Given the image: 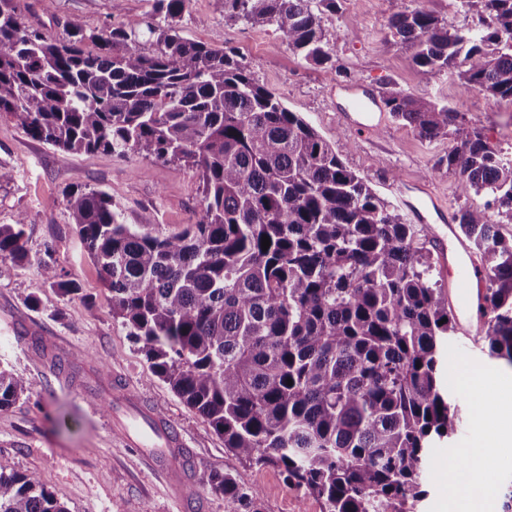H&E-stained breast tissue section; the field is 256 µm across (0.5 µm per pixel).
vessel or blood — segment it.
Segmentation results:
<instances>
[{"label":"vessel or blood","instance_id":"vessel-or-blood-1","mask_svg":"<svg viewBox=\"0 0 512 512\" xmlns=\"http://www.w3.org/2000/svg\"><path fill=\"white\" fill-rule=\"evenodd\" d=\"M341 92L347 101V110L342 115L344 125L365 137L377 134L382 127L383 114L372 92L359 83L342 86ZM442 261L446 267L457 271L449 293L454 296L459 310V329L468 340L477 341L483 321L477 317L476 310L483 298L485 273L453 232L449 233L448 245L442 250ZM112 398L127 417L121 429L126 444L137 449L149 469L168 483L182 512H190L197 493L193 484L184 478L187 455L178 429L169 420L157 417L148 430H141L138 420L142 409L138 400L123 387L116 388Z\"/></svg>","mask_w":512,"mask_h":512}]
</instances>
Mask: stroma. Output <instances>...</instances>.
<instances>
[{
    "mask_svg": "<svg viewBox=\"0 0 512 512\" xmlns=\"http://www.w3.org/2000/svg\"><path fill=\"white\" fill-rule=\"evenodd\" d=\"M398 5V0H339L336 12L322 14L324 40L336 64L332 72L306 62L273 27L225 21L224 0H189L181 27L187 40L234 51L260 85L331 142L403 223L414 225L430 249L431 232L443 216L429 205L414 214L398 188L422 181L451 215L468 207L459 173L445 163L460 136L428 141L390 118L382 135L360 137L341 124L334 106L337 85L360 82L379 93L390 83L431 97L460 112L464 130L479 129L503 149L512 146V104L464 92L454 75H429L418 68L387 27ZM150 9L149 0H55L51 14L35 4L26 19L47 38L62 40L71 20L103 28L141 18ZM0 167L14 175L0 186V224L25 217L22 243L28 256L22 266L0 260V365L34 385L30 394L0 410V470L36 475L68 512H179L114 430L112 390L118 379L148 411L178 427L189 450V474L232 473L244 489L256 492L258 512H322L320 501L289 487L276 468L239 461L208 422L154 373L113 322L111 294L65 207L67 189L94 188L111 195L124 223L177 231L193 223L202 205L196 174L142 154L59 150L27 136L5 113L0 114ZM45 262L76 279L81 293L62 297L41 276ZM34 334L57 337L62 354L76 358L78 377L41 370L29 342ZM445 357L448 394L458 418L451 437L432 450L428 495L417 512H455L448 460L484 442L488 430L500 424L501 403L512 398V366L490 359L482 345L462 346L455 335ZM495 464L493 484L479 494L481 512H503L505 487L512 483V447L498 449Z\"/></svg>",
    "mask_w": 512,
    "mask_h": 512,
    "instance_id": "stroma-1",
    "label": "stroma"
}]
</instances>
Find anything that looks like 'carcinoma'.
Here are the masks:
<instances>
[{"label":"carcinoma","instance_id":"carcinoma-1","mask_svg":"<svg viewBox=\"0 0 512 512\" xmlns=\"http://www.w3.org/2000/svg\"><path fill=\"white\" fill-rule=\"evenodd\" d=\"M188 2L152 0L144 17L101 29L73 20L54 42L27 24L21 0H0V114L54 148L195 170L203 204L179 231L123 223L102 190L66 192L113 322L224 448L278 468L322 512H415L432 443L456 418L443 382L456 326L430 252L234 52L182 37ZM336 2L224 0V19L271 25L325 66L316 9ZM461 5L481 27L451 32L402 6L388 29L425 72L512 103V0ZM382 101L425 140L453 133L457 113L430 98L388 88ZM448 169L485 199L461 212L459 229L485 270L483 345L512 365V237L493 219L512 222V156L475 130L448 153ZM25 226L23 216L0 225V259L25 261ZM41 274L64 296L81 291L47 262ZM32 390L0 366V409ZM197 479L257 512L231 474ZM0 512L68 510L35 475L0 471Z\"/></svg>","mask_w":512,"mask_h":512}]
</instances>
